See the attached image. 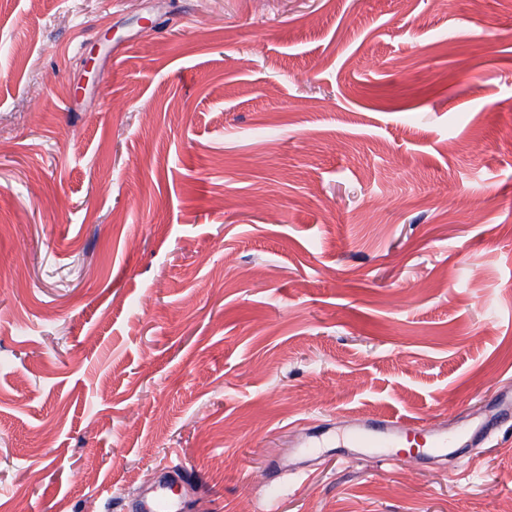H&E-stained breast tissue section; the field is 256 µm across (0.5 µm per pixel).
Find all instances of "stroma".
<instances>
[{
  "label": "stroma",
  "instance_id": "35a3bbf8",
  "mask_svg": "<svg viewBox=\"0 0 512 512\" xmlns=\"http://www.w3.org/2000/svg\"><path fill=\"white\" fill-rule=\"evenodd\" d=\"M509 390L512 0H0V512H512L302 447Z\"/></svg>",
  "mask_w": 512,
  "mask_h": 512
}]
</instances>
